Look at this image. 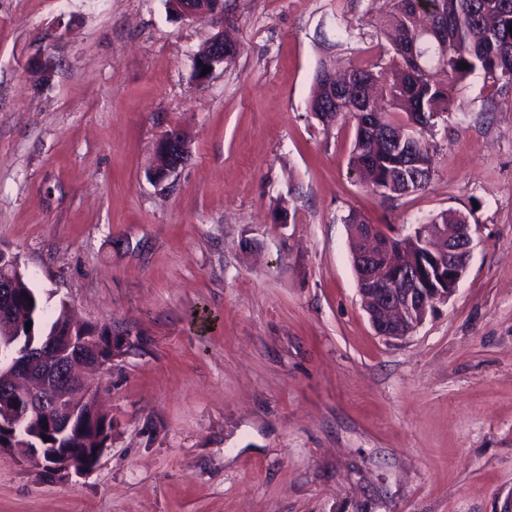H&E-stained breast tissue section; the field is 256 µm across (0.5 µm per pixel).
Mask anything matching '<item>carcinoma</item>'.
Wrapping results in <instances>:
<instances>
[{
  "instance_id": "obj_1",
  "label": "carcinoma",
  "mask_w": 512,
  "mask_h": 512,
  "mask_svg": "<svg viewBox=\"0 0 512 512\" xmlns=\"http://www.w3.org/2000/svg\"><path fill=\"white\" fill-rule=\"evenodd\" d=\"M427 22L437 25L448 17V43H439L431 35L417 28L412 17L415 4L411 0H391L386 20L396 37L392 41V58L387 67H351L349 73L367 79H383L388 83V106L381 109L376 123L404 131L409 139L396 144L384 135L371 138L364 133L354 100L343 110L327 113L326 123L346 119L354 121L355 135L349 163L362 184L382 198L393 200L424 189L427 183L406 184L398 176L401 155L407 146L419 152L426 170L432 169L433 154L425 133L428 126L420 125L417 112H434L444 116L450 111V91L458 82L475 73L483 75L492 84L512 85V0H424ZM419 49L418 57L410 53V46ZM443 72L448 83L435 78ZM416 254L424 262L423 286H447V269L430 258L425 250ZM14 310L12 324H0V357H13L29 347H38L51 337L59 353L67 352L80 339L91 336L96 340L93 360L102 364L112 361L119 349L112 340V326L107 323L79 322L72 319L66 303H61L53 318L43 319V304L30 287L26 275L9 281ZM31 329H26V323ZM29 392L19 389L13 400L0 406V434L17 433L19 445H40L46 441L54 448H69L78 456L90 457L96 448L105 447L112 435V420L99 412H91L88 404L79 399L73 402L78 413L64 408L52 409L49 415L34 416L27 412ZM72 418L68 431L60 436L49 433L47 417Z\"/></svg>"
}]
</instances>
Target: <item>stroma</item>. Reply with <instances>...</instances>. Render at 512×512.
<instances>
[{
  "instance_id": "1",
  "label": "stroma",
  "mask_w": 512,
  "mask_h": 512,
  "mask_svg": "<svg viewBox=\"0 0 512 512\" xmlns=\"http://www.w3.org/2000/svg\"><path fill=\"white\" fill-rule=\"evenodd\" d=\"M388 0H0V248L47 312L107 322L112 436L50 482L0 453V512H512V87L474 74L426 138V189L382 200L321 65L385 58ZM237 54L206 80L217 32ZM53 58L34 85L33 62ZM191 158L149 176L168 130ZM452 211L467 272L407 336L364 311L348 227ZM217 3L213 5L212 10L206 7L200 8L196 0H169V5L172 11L180 16L191 19H204L208 17L218 16L222 13L223 7L221 0H216Z\"/></svg>"
}]
</instances>
